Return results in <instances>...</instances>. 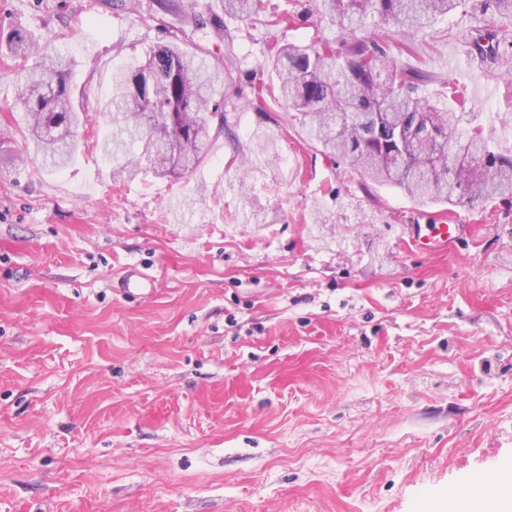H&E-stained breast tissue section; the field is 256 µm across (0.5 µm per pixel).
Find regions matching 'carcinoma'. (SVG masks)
Returning a JSON list of instances; mask_svg holds the SVG:
<instances>
[{
    "label": "carcinoma",
    "mask_w": 512,
    "mask_h": 512,
    "mask_svg": "<svg viewBox=\"0 0 512 512\" xmlns=\"http://www.w3.org/2000/svg\"><path fill=\"white\" fill-rule=\"evenodd\" d=\"M322 13L348 31L341 48L331 42L284 45L269 60L277 81L262 86L251 106L264 111L269 100H284L296 111L309 141L331 160L340 159L378 183L406 192L417 203H488L512 195V154L501 151L484 127L473 125L472 112L449 114L436 101L419 94L422 71L401 63L399 47L380 45L364 34L368 19L379 17L415 31L440 16L457 11L462 0H320ZM494 15L473 39L481 59L500 62L501 39L494 16H512V0H492ZM224 11L257 22L269 30L286 29L294 11L268 13L263 0H224ZM232 37L224 39V54L208 61L209 48L163 44L140 55L134 67L112 72L109 110L111 131L103 142L113 163L112 177L134 178L138 162L127 158L126 145L138 142L146 155L148 130L162 125L183 143L184 154L173 161L151 164L156 177L168 167L192 173L207 159L206 141L213 119L217 133L227 127L215 99L216 85L232 78ZM14 66L17 96L30 140L56 169L67 167L77 152L76 128L81 122L73 100L72 63L61 54H40L34 35L14 31L5 45ZM40 57L35 64L30 59ZM432 125L437 135L406 151L390 166L383 159L397 148L398 127Z\"/></svg>",
    "instance_id": "cac0c4a2"
}]
</instances>
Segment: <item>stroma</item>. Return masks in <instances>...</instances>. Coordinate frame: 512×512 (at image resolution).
I'll return each instance as SVG.
<instances>
[{
	"label": "stroma",
	"mask_w": 512,
	"mask_h": 512,
	"mask_svg": "<svg viewBox=\"0 0 512 512\" xmlns=\"http://www.w3.org/2000/svg\"><path fill=\"white\" fill-rule=\"evenodd\" d=\"M0 0V36L67 55L89 117L64 169L28 154L0 62V512H443L512 470V196L419 205L309 142L284 102L251 107L274 43L340 42L319 0L270 31L183 0ZM404 34L402 62L455 84L512 149V17L503 64L471 34L481 0ZM207 19L195 27L193 16ZM224 51L228 132L181 177L115 184L100 110L129 46ZM463 219L417 256L406 224ZM154 291L119 285L126 267Z\"/></svg>",
	"instance_id": "obj_1"
}]
</instances>
